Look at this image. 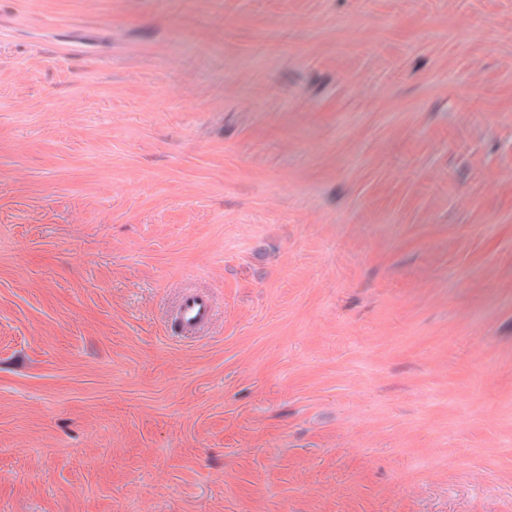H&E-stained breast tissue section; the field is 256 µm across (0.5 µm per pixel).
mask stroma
Listing matches in <instances>:
<instances>
[{"label":"stroma","mask_w":512,"mask_h":512,"mask_svg":"<svg viewBox=\"0 0 512 512\" xmlns=\"http://www.w3.org/2000/svg\"><path fill=\"white\" fill-rule=\"evenodd\" d=\"M0 512H512V0H0ZM175 318L183 336L200 335L212 322L213 300L203 291L184 293L175 311Z\"/></svg>","instance_id":"35a3bbf8"}]
</instances>
